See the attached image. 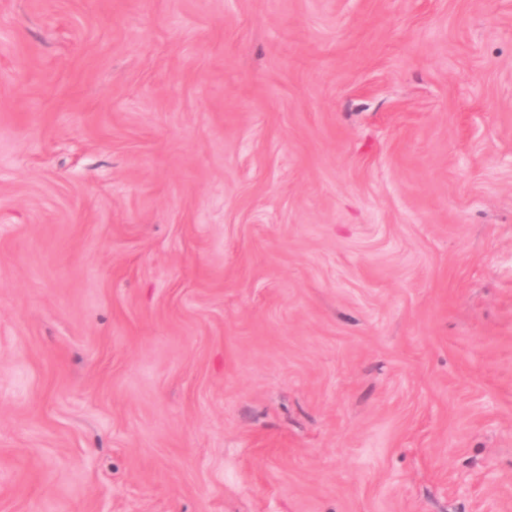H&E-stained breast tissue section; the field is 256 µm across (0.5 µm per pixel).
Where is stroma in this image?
<instances>
[{
	"label": "stroma",
	"instance_id": "obj_1",
	"mask_svg": "<svg viewBox=\"0 0 512 512\" xmlns=\"http://www.w3.org/2000/svg\"><path fill=\"white\" fill-rule=\"evenodd\" d=\"M0 512H512V0H0Z\"/></svg>",
	"mask_w": 512,
	"mask_h": 512
}]
</instances>
